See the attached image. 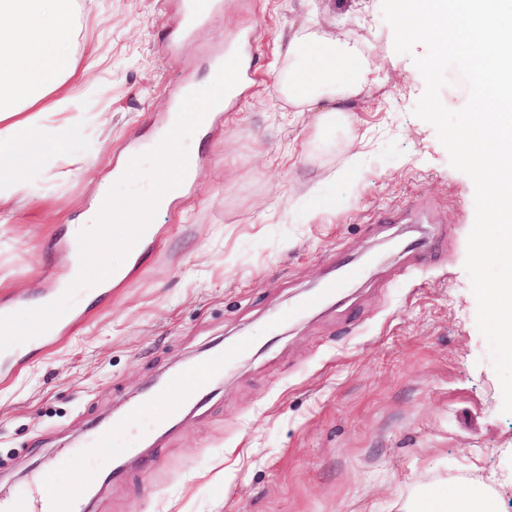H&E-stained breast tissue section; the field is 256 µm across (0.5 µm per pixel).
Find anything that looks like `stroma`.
<instances>
[{
    "instance_id": "stroma-1",
    "label": "stroma",
    "mask_w": 512,
    "mask_h": 512,
    "mask_svg": "<svg viewBox=\"0 0 512 512\" xmlns=\"http://www.w3.org/2000/svg\"><path fill=\"white\" fill-rule=\"evenodd\" d=\"M186 0H75V107L34 113L71 135L65 153L10 170L33 186L0 200V305L56 293L67 231L99 185L167 124L214 49L251 28V81L196 132L198 175L154 217L126 277L59 343L30 345L0 379V490L84 493L86 512H403L469 481L512 512V414L464 267L474 184L413 110L425 91L394 49L381 0H222L188 37ZM355 39L375 81L323 129L281 96L288 36ZM375 256L366 277L271 328L313 285ZM249 356L172 415L148 400L174 370L239 338ZM141 402L148 434L98 425ZM96 474L80 491L74 471Z\"/></svg>"
}]
</instances>
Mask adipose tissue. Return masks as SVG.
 <instances>
[{
  "mask_svg": "<svg viewBox=\"0 0 512 512\" xmlns=\"http://www.w3.org/2000/svg\"><path fill=\"white\" fill-rule=\"evenodd\" d=\"M74 0H0V198L30 193L27 183L8 179L23 152L62 151L65 131L37 123L33 113L59 112L68 99L54 98L64 83H86L72 61ZM372 71L358 41H326L313 33L292 36L288 65L279 81L289 104L324 106L335 122L341 104L359 95ZM411 512H496L493 498L467 483L435 486Z\"/></svg>",
  "mask_w": 512,
  "mask_h": 512,
  "instance_id": "1",
  "label": "adipose tissue"
}]
</instances>
